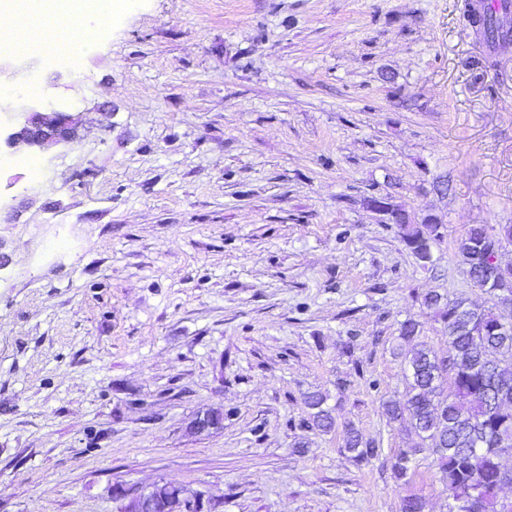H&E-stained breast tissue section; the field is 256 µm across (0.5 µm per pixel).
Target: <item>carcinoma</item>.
<instances>
[{
	"label": "carcinoma",
	"mask_w": 512,
	"mask_h": 512,
	"mask_svg": "<svg viewBox=\"0 0 512 512\" xmlns=\"http://www.w3.org/2000/svg\"><path fill=\"white\" fill-rule=\"evenodd\" d=\"M486 38L507 46L512 42V23L491 13L480 19ZM395 223L406 247L422 264L431 260V244L440 240L441 225L431 218L411 221L399 209ZM512 243V224H475L456 245L466 273L483 266L491 256L493 242ZM488 296L490 306L466 299H449L430 291L423 305L432 310L448 335V349L438 353L416 342L418 325L400 324L398 354L407 370L406 393L401 399L383 403L387 421L406 422L424 447L432 450L433 466L448 491V512H460L458 504L477 499L478 512H503L498 491L508 474L501 464L500 443L512 440V323L506 321L494 289L477 284ZM323 398L311 396L314 409L307 426L327 430L333 424ZM343 448L355 460L367 464L379 459L381 450L363 440L350 426ZM414 448L389 458L393 478L410 483Z\"/></svg>",
	"instance_id": "obj_1"
}]
</instances>
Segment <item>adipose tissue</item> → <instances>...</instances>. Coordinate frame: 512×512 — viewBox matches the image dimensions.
I'll use <instances>...</instances> for the list:
<instances>
[{
  "label": "adipose tissue",
  "instance_id": "ef3b65f1",
  "mask_svg": "<svg viewBox=\"0 0 512 512\" xmlns=\"http://www.w3.org/2000/svg\"><path fill=\"white\" fill-rule=\"evenodd\" d=\"M24 15L0 17V56L24 53L28 38H42L68 31L71 53L87 56L97 49L99 24L88 20L75 24L72 20L74 0H26Z\"/></svg>",
  "mask_w": 512,
  "mask_h": 512
}]
</instances>
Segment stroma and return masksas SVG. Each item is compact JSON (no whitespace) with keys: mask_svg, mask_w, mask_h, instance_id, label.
I'll list each match as a JSON object with an SVG mask.
<instances>
[{"mask_svg":"<svg viewBox=\"0 0 512 512\" xmlns=\"http://www.w3.org/2000/svg\"><path fill=\"white\" fill-rule=\"evenodd\" d=\"M468 3L121 0L79 66L11 57L15 111L78 128L0 147V512H118L161 480L208 512H446L382 404L401 322L448 346L426 292L486 302L458 240L512 224V45ZM375 198L440 223L429 264ZM314 394L330 431L301 425ZM349 426L416 448L411 483ZM15 122L6 135L13 149L45 150L72 140L77 121L69 113L50 108L48 112H14ZM342 447L353 453L355 460L361 463L370 464L382 455L379 446L375 442L363 441L359 431L352 426L346 429Z\"/></svg>","mask_w":512,"mask_h":512,"instance_id":"1","label":"stroma"}]
</instances>
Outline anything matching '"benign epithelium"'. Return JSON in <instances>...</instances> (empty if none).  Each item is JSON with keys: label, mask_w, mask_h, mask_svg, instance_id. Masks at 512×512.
I'll use <instances>...</instances> for the list:
<instances>
[{"label": "benign epithelium", "mask_w": 512, "mask_h": 512, "mask_svg": "<svg viewBox=\"0 0 512 512\" xmlns=\"http://www.w3.org/2000/svg\"><path fill=\"white\" fill-rule=\"evenodd\" d=\"M76 128L74 116L54 108L46 112H17L6 143L13 149L41 151L72 140ZM494 276L501 304L509 311L512 309V265L497 268ZM120 499L124 504L119 512H204L202 493L164 481L155 483L145 492H122Z\"/></svg>", "instance_id": "1"}]
</instances>
